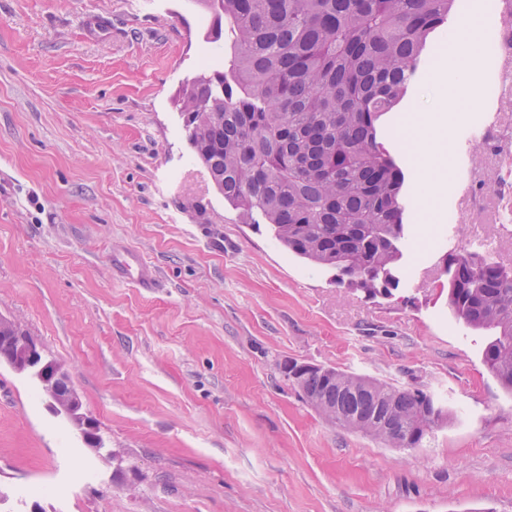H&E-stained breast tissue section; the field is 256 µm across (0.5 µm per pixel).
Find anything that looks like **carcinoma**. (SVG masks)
Here are the masks:
<instances>
[{
	"mask_svg": "<svg viewBox=\"0 0 512 512\" xmlns=\"http://www.w3.org/2000/svg\"><path fill=\"white\" fill-rule=\"evenodd\" d=\"M456 0H200L232 39L229 60L178 97L196 157L242 224H267L295 256L369 294L400 269L405 176L378 141L430 35ZM448 305L492 334L484 362L512 392V268L472 252L446 257ZM305 400L345 428L418 448L446 410L422 390L331 368L303 372Z\"/></svg>",
	"mask_w": 512,
	"mask_h": 512,
	"instance_id": "carcinoma-1",
	"label": "carcinoma"
}]
</instances>
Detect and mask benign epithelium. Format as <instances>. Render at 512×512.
I'll use <instances>...</instances> for the list:
<instances>
[{"label": "benign epithelium", "instance_id": "7a95c632", "mask_svg": "<svg viewBox=\"0 0 512 512\" xmlns=\"http://www.w3.org/2000/svg\"><path fill=\"white\" fill-rule=\"evenodd\" d=\"M0 345L8 348L1 357L15 372L29 375L40 385L50 407L65 414L92 449L104 448L95 419L82 411V403L68 372L46 357L44 347L18 332L13 323L0 317Z\"/></svg>", "mask_w": 512, "mask_h": 512}]
</instances>
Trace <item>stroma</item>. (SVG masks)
<instances>
[{"instance_id": "stroma-1", "label": "stroma", "mask_w": 512, "mask_h": 512, "mask_svg": "<svg viewBox=\"0 0 512 512\" xmlns=\"http://www.w3.org/2000/svg\"><path fill=\"white\" fill-rule=\"evenodd\" d=\"M105 18L107 35L83 29ZM476 111L448 131V194L424 223L399 129L432 108L436 54L464 17ZM196 0H0V317L70 373L106 444L85 447L36 382L0 364V512H512V393L487 334L448 306V254L488 241L512 267V65L491 0L436 30L379 139L405 173L407 287L372 296L238 223L195 159L176 103L209 44ZM482 147L460 156L469 128ZM136 252L159 285L116 262ZM430 392L448 407L426 447L326 420L288 363Z\"/></svg>"}]
</instances>
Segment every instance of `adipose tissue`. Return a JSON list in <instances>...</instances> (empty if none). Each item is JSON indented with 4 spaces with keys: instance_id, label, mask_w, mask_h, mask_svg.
Returning a JSON list of instances; mask_svg holds the SVG:
<instances>
[{
    "instance_id": "adipose-tissue-1",
    "label": "adipose tissue",
    "mask_w": 512,
    "mask_h": 512,
    "mask_svg": "<svg viewBox=\"0 0 512 512\" xmlns=\"http://www.w3.org/2000/svg\"><path fill=\"white\" fill-rule=\"evenodd\" d=\"M432 81L441 91L439 107L417 120H405L403 141L420 162V178L428 186L431 199L437 200L448 190V122L462 101L473 99L474 90L466 80L449 81L441 63L436 65Z\"/></svg>"
}]
</instances>
